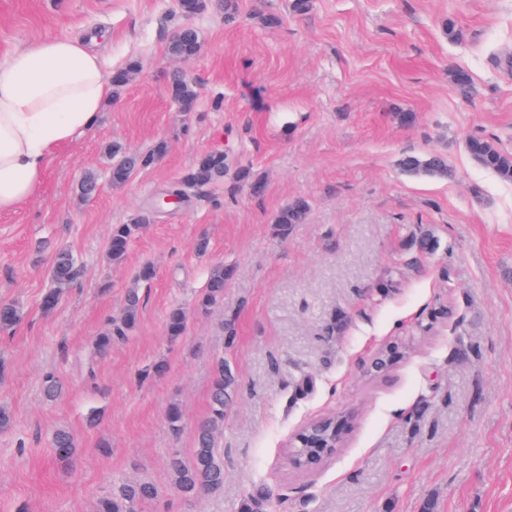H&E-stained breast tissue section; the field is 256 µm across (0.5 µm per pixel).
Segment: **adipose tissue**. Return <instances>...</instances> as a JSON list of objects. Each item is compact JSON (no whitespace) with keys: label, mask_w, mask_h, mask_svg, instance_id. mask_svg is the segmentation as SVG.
<instances>
[{"label":"adipose tissue","mask_w":512,"mask_h":512,"mask_svg":"<svg viewBox=\"0 0 512 512\" xmlns=\"http://www.w3.org/2000/svg\"><path fill=\"white\" fill-rule=\"evenodd\" d=\"M97 41L38 39L0 62V213L35 197L51 151L93 129L112 97Z\"/></svg>","instance_id":"obj_1"}]
</instances>
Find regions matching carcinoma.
Returning a JSON list of instances; mask_svg holds the SVG:
<instances>
[{
	"instance_id": "1",
	"label": "carcinoma",
	"mask_w": 512,
	"mask_h": 512,
	"mask_svg": "<svg viewBox=\"0 0 512 512\" xmlns=\"http://www.w3.org/2000/svg\"><path fill=\"white\" fill-rule=\"evenodd\" d=\"M178 13L191 18L209 7V0H175ZM201 49V38L195 26H184L176 32L168 43V54L172 57H193ZM140 70L137 59L129 61L124 67L113 71L112 85L115 92L126 87ZM171 98L184 111L191 110L199 91L183 74L175 72L169 79ZM470 156L483 168L492 171L500 179L512 182V153L499 148L490 139L483 136H471L466 141ZM166 151V144L157 143L146 153L128 152L119 145H112L108 154L123 169L124 176L111 180L114 187L124 186L139 169L146 168L158 161ZM402 170L411 175H424L446 178L450 173L448 162L442 155L407 154L399 162ZM230 172L227 156L221 151H208L198 156L193 165L176 181L167 186L174 196L187 192L197 193L208 186L221 182ZM310 205L304 198H297L282 207L275 217V223L286 230L294 224L305 222ZM155 213L148 207L139 211L127 224H115L108 241V256L114 263H120L127 255L133 240L143 227L152 223ZM233 269L222 264L211 268L204 292L198 298L196 308L206 311L215 306L224 297L226 281L232 276ZM81 274L80 266L73 252L64 247L52 250L49 267L50 287L41 298L44 311L54 310L60 300L62 290L74 285ZM140 312V296L136 289L128 290L121 315L112 320L110 329L95 337L94 351L103 354L112 348L116 337H125L137 324ZM23 313L14 303H0V333L6 334L21 322ZM188 312L180 307L172 308L166 317L165 333L172 342L181 340L188 330ZM237 386L236 377L230 365L219 360L214 368L211 382L209 413L200 423L195 437L190 461L175 455L170 460V469L174 475L177 490L185 496L194 497L201 493H216L224 488V458L215 446L216 436L224 429L227 407L232 401ZM62 389L60 378L50 372L44 376L43 392L47 399L56 398ZM52 448L56 459L70 463L77 451L73 435L66 430H58L52 437ZM155 495L154 486L145 481L124 483L112 490V494L101 498L96 512H137V505Z\"/></svg>"
}]
</instances>
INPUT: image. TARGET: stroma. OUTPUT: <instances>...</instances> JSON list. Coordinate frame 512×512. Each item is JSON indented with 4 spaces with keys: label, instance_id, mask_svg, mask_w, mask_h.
Instances as JSON below:
<instances>
[{
    "label": "stroma",
    "instance_id": "35a3bbf8",
    "mask_svg": "<svg viewBox=\"0 0 512 512\" xmlns=\"http://www.w3.org/2000/svg\"><path fill=\"white\" fill-rule=\"evenodd\" d=\"M292 3L236 0L231 24L209 8L193 19L202 52L176 61L175 0H0V58L95 28L113 67L141 63L96 127L50 155L36 197L0 213V302L24 311L0 335V402L13 416L0 432V512H94L128 481L157 488L139 512H239L259 488L265 512H422L429 501L434 512H512V183L466 150L479 134L512 152V0H310L304 14ZM456 69L471 74L470 94L453 84ZM176 70L199 88L192 111L169 95ZM162 140L155 165L110 185L107 144L144 152ZM211 150L261 179L263 194L229 178L207 187L110 264L113 225ZM407 153L444 154L452 174L407 175ZM88 172L102 189L85 200L76 186ZM300 197L305 223L280 231L277 212ZM426 232L434 249L419 246ZM43 240L83 266L48 313ZM145 263L155 276L140 285ZM218 263L234 270L224 298L197 310ZM133 287L136 328L85 379L94 336ZM177 305L189 325L173 343L165 320ZM220 358L238 379L218 438L224 489L186 497L169 457H190ZM158 361L165 372L147 375ZM49 370L64 384L53 402L41 390ZM344 415L340 447L298 467L289 445L303 428ZM60 428L78 444L68 467L51 447Z\"/></svg>",
    "mask_w": 512,
    "mask_h": 512
}]
</instances>
